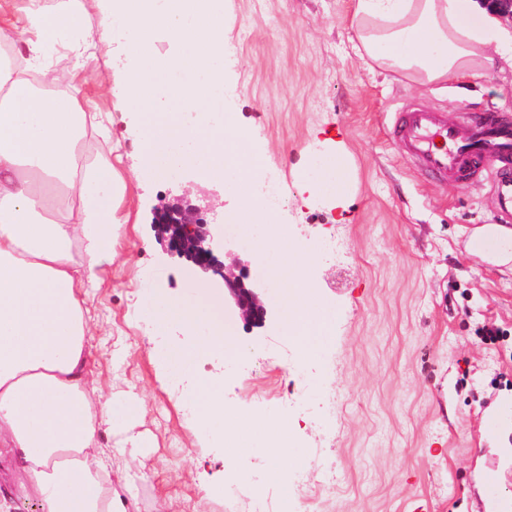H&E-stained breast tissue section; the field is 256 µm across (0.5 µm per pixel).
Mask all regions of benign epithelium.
I'll return each instance as SVG.
<instances>
[{
    "label": "benign epithelium",
    "instance_id": "1",
    "mask_svg": "<svg viewBox=\"0 0 512 512\" xmlns=\"http://www.w3.org/2000/svg\"><path fill=\"white\" fill-rule=\"evenodd\" d=\"M490 12L512 21V0H481ZM206 209L181 200L155 211L154 224L167 251L186 258L206 273L219 277L222 286L241 312L244 322L262 327L268 318V309L260 300V285L249 278L248 269L226 264L224 237L216 224L207 221Z\"/></svg>",
    "mask_w": 512,
    "mask_h": 512
}]
</instances>
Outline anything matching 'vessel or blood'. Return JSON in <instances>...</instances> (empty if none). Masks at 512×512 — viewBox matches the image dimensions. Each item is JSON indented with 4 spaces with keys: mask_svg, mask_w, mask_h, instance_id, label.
<instances>
[{
    "mask_svg": "<svg viewBox=\"0 0 512 512\" xmlns=\"http://www.w3.org/2000/svg\"><path fill=\"white\" fill-rule=\"evenodd\" d=\"M391 135L425 181L465 185L490 176L501 211L512 215V117L470 112L459 124L417 107L396 114Z\"/></svg>",
    "mask_w": 512,
    "mask_h": 512,
    "instance_id": "obj_1",
    "label": "vessel or blood"
}]
</instances>
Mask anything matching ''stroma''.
Listing matches in <instances>:
<instances>
[{
    "instance_id": "35a3bbf8",
    "label": "stroma",
    "mask_w": 512,
    "mask_h": 512,
    "mask_svg": "<svg viewBox=\"0 0 512 512\" xmlns=\"http://www.w3.org/2000/svg\"><path fill=\"white\" fill-rule=\"evenodd\" d=\"M354 0H224V100L236 126L261 157L263 181L286 197L273 209L280 232L272 248L307 257L302 275L312 301L335 313L327 340L308 356L286 339L275 277L256 257L266 226L226 242L262 281L271 318L246 328L232 300L224 320L245 353L203 358L207 375L224 377V400L237 413L287 416L288 433L267 429L228 434L198 425L184 412L190 377L165 374L159 363L198 331H156L139 312L150 288L183 298L198 269L171 257L153 224L156 208L183 199L209 203L225 223L237 191L181 168L163 181L135 180L145 149L136 115L125 103L120 53L98 57L78 77L97 111L110 117V141H96L126 180L118 215L121 254L87 306L98 316L89 340V368L103 392L142 399L138 429L148 437L135 465L112 460L118 493L133 490L134 512H223L214 488L225 478L249 483L275 473V499L290 512H310L304 492L328 474L340 481L322 512H512V270L476 255L481 224H498L491 184L424 181L387 134L390 111L404 102L456 118L465 111L512 114V64L462 94L416 88L372 70L357 53ZM108 72L103 89L98 76ZM343 152L354 189L342 200L314 197L313 159ZM344 246L335 260L332 241ZM288 347V366L271 354ZM495 413L497 424L484 430ZM287 440L298 457L273 465L261 443ZM498 479L496 496L482 486Z\"/></svg>"
}]
</instances>
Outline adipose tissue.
<instances>
[{
	"mask_svg": "<svg viewBox=\"0 0 512 512\" xmlns=\"http://www.w3.org/2000/svg\"><path fill=\"white\" fill-rule=\"evenodd\" d=\"M0 0V449L24 474V491L42 512H126L112 485V458L140 447L142 401L97 393L86 371L91 319L84 307L117 252V216L126 184L109 163H79L86 136V100L77 83L92 51H112V28L123 26L131 65L126 93L140 114L146 148L139 178L195 167L243 190L262 165L247 132L221 111L224 98L223 0H112L98 40H73L83 24L81 0H29L14 12ZM351 27L360 56L415 86H437L484 75L503 46L495 17L470 0H354ZM177 43L176 56L153 51L157 33ZM71 55L70 69L54 67L51 51ZM318 195L340 199L353 188L350 161L330 153L320 161ZM298 254L283 299V329L303 352L323 343L331 311L307 299ZM173 300L141 296L140 311L156 330L206 325L193 344L167 352L169 367L192 373L201 356H239L224 331V307L204 283ZM186 393L198 419L223 425L224 380L194 379ZM112 448L97 449L100 431Z\"/></svg>",
	"mask_w": 512,
	"mask_h": 512,
	"instance_id": "adipose-tissue-1",
	"label": "adipose tissue"
}]
</instances>
